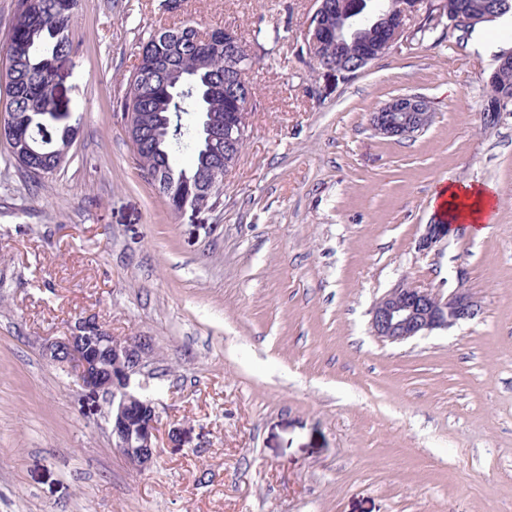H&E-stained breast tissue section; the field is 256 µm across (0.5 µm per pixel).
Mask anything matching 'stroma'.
Wrapping results in <instances>:
<instances>
[{"instance_id":"35a3bbf8","label":"stroma","mask_w":512,"mask_h":512,"mask_svg":"<svg viewBox=\"0 0 512 512\" xmlns=\"http://www.w3.org/2000/svg\"><path fill=\"white\" fill-rule=\"evenodd\" d=\"M432 3L433 32L413 14L346 79L293 52L313 0H78L58 63L64 163L32 177L0 137V512H512V113L484 123L512 30L451 27ZM186 20L234 30L259 61L220 206L174 213L115 105L140 42ZM260 28L280 31L272 53ZM398 95L430 102L425 132L374 131ZM448 180L494 186L495 220L419 251ZM402 283L466 289L480 313L379 342L370 310ZM85 315L152 346L150 469L42 356Z\"/></svg>"}]
</instances>
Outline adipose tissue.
<instances>
[{
    "instance_id": "1",
    "label": "adipose tissue",
    "mask_w": 512,
    "mask_h": 512,
    "mask_svg": "<svg viewBox=\"0 0 512 512\" xmlns=\"http://www.w3.org/2000/svg\"><path fill=\"white\" fill-rule=\"evenodd\" d=\"M433 198L449 222L471 226L475 232L494 219L497 194L492 186L451 181L439 184Z\"/></svg>"
}]
</instances>
